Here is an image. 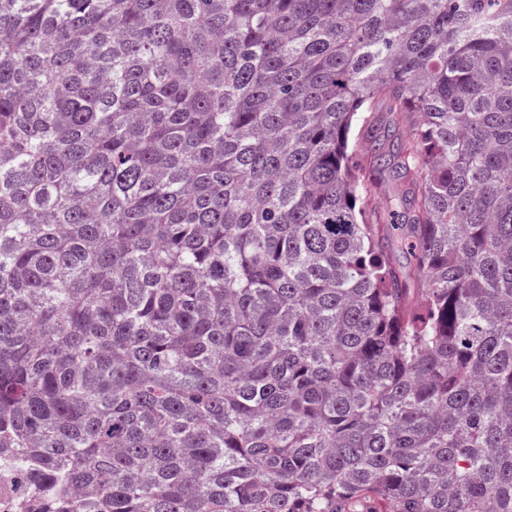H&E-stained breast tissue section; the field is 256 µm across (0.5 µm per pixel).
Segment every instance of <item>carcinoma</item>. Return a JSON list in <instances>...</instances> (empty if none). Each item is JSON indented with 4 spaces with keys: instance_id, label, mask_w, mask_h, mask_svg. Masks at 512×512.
Segmentation results:
<instances>
[{
    "instance_id": "obj_1",
    "label": "carcinoma",
    "mask_w": 512,
    "mask_h": 512,
    "mask_svg": "<svg viewBox=\"0 0 512 512\" xmlns=\"http://www.w3.org/2000/svg\"><path fill=\"white\" fill-rule=\"evenodd\" d=\"M0 462L512 512V0H0Z\"/></svg>"
}]
</instances>
